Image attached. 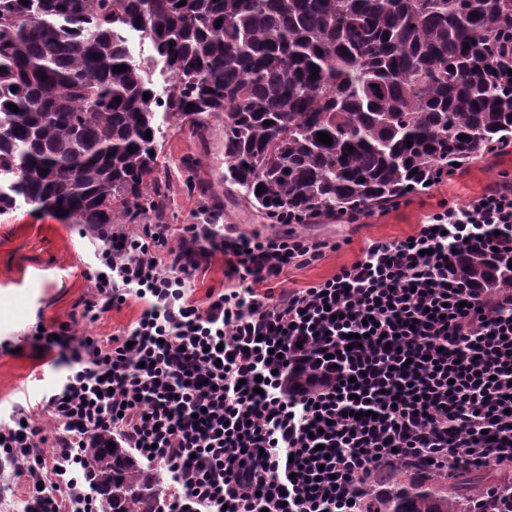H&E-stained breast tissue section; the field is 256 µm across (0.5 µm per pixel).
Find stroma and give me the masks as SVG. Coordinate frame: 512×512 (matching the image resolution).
Here are the masks:
<instances>
[{"label":"stroma","mask_w":512,"mask_h":512,"mask_svg":"<svg viewBox=\"0 0 512 512\" xmlns=\"http://www.w3.org/2000/svg\"><path fill=\"white\" fill-rule=\"evenodd\" d=\"M157 174L165 187L161 216L148 223L170 227V246H178L188 224L203 223L213 213L217 223L254 236L271 233L270 219L250 206L240 193L224 184V123L209 120L205 136L190 125L168 121L163 125ZM194 168H186V161ZM512 176V144L471 161L464 169L444 177L428 190L402 198L384 210L365 212L357 223L321 214L294 232L339 241L340 249L303 269H293L271 284L273 293L303 288L323 281L351 264L370 238L401 239L416 231L439 203L464 205L501 180ZM197 189H188V182ZM106 243L97 231L71 219L18 204L0 214V420L8 419L15 405L38 402L66 367L43 363L28 335L37 321L67 323L82 336L108 339L141 314L144 305L128 299L120 308L96 322L81 317L83 303L100 270L98 260Z\"/></svg>","instance_id":"1"}]
</instances>
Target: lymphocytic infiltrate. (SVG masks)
<instances>
[{"label":"lymphocytic infiltrate","instance_id":"1","mask_svg":"<svg viewBox=\"0 0 512 512\" xmlns=\"http://www.w3.org/2000/svg\"><path fill=\"white\" fill-rule=\"evenodd\" d=\"M101 235L105 273L82 318L145 307L108 341L67 335V372L40 401L52 457L24 407L0 429L24 512H94L84 450L104 433L167 473L168 512H363L397 466L512 462V287L456 274L476 249L512 257L511 181L276 298L260 286L320 261L329 240L211 223L186 225L175 248L165 224ZM218 253L238 283L198 304L191 283Z\"/></svg>","mask_w":512,"mask_h":512}]
</instances>
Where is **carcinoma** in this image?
<instances>
[{"label":"carcinoma","mask_w":512,"mask_h":512,"mask_svg":"<svg viewBox=\"0 0 512 512\" xmlns=\"http://www.w3.org/2000/svg\"><path fill=\"white\" fill-rule=\"evenodd\" d=\"M179 2L0 0V213L21 199L91 227L146 218L165 197L159 110L198 132L224 116V184L271 219L386 208L512 143V0ZM457 275L512 285L482 251ZM110 441L85 452L101 512H165L163 477ZM417 469L428 481L399 479L364 512H512L507 464Z\"/></svg>","instance_id":"obj_1"}]
</instances>
